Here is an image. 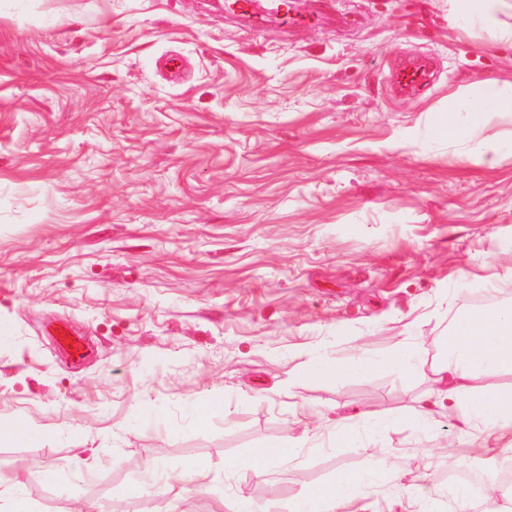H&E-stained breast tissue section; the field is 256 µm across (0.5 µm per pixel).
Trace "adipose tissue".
I'll return each instance as SVG.
<instances>
[{"label":"adipose tissue","mask_w":512,"mask_h":512,"mask_svg":"<svg viewBox=\"0 0 512 512\" xmlns=\"http://www.w3.org/2000/svg\"><path fill=\"white\" fill-rule=\"evenodd\" d=\"M449 11L469 16L500 40L512 41V0H450ZM389 364L411 374L430 371L438 401L447 405L457 435L468 442L512 452V385L502 383L512 374V306L466 310L458 315L441 345L440 356L426 362L415 344L397 341L386 360L363 357L354 362L325 357L312 364L314 374L332 378L355 369L372 372ZM377 463L345 473L336 481L313 487L306 496L288 502L285 512H342L344 503L372 486Z\"/></svg>","instance_id":"adipose-tissue-1"}]
</instances>
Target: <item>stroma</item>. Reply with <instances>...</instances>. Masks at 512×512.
<instances>
[{
    "label": "stroma",
    "mask_w": 512,
    "mask_h": 512,
    "mask_svg": "<svg viewBox=\"0 0 512 512\" xmlns=\"http://www.w3.org/2000/svg\"><path fill=\"white\" fill-rule=\"evenodd\" d=\"M305 10L324 18L257 32L224 0H0V420L44 433L0 446V475L26 478L33 512H282L379 457L360 512H455L450 468L485 469L447 411L409 419L428 376L306 368L402 339L433 356L477 295L512 302V157L456 160L512 137V113L464 92L512 83V42L448 0ZM403 54L434 63L419 93L391 82ZM62 320L83 361L50 335ZM359 412L384 429L337 444ZM285 438L294 461L238 468ZM186 460L201 473L175 501L162 486ZM55 336L58 345L75 361L83 360L87 355V343L85 337L68 323L61 322L55 327ZM63 336V339H60ZM74 341V345H71Z\"/></svg>",
    "instance_id": "1"
}]
</instances>
